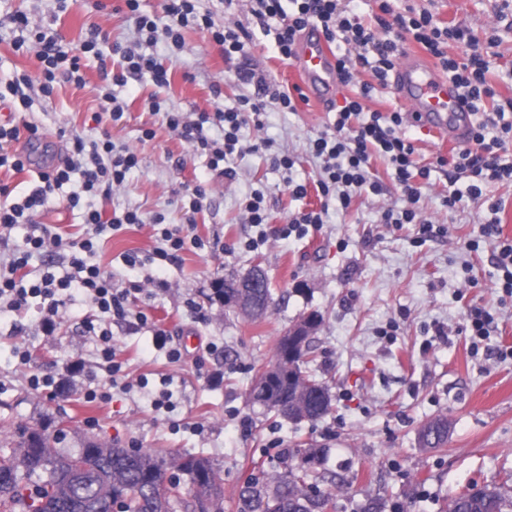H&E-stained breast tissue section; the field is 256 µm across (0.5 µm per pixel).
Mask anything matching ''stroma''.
<instances>
[{
    "mask_svg": "<svg viewBox=\"0 0 512 512\" xmlns=\"http://www.w3.org/2000/svg\"><path fill=\"white\" fill-rule=\"evenodd\" d=\"M121 0H0L1 11L34 13L44 27L57 30L77 46L89 28L106 30L110 42L130 45L138 35L121 9ZM216 25L230 22L247 33L249 66L271 89L288 91L301 80L290 60L281 56L274 33L257 23L250 0H199ZM394 12L429 10L441 22L462 24L472 44L453 43L454 58L485 47L495 38L488 81L505 98L512 97V6L505 0H391ZM181 51L165 41L147 48L173 67L170 86L155 87L129 79L117 88L127 108L111 124L117 144L132 149L139 164L113 198L96 197L104 211L135 209L143 225L104 231L90 263L110 274L115 288L128 291L132 314L110 322L112 342L126 362L130 390L111 387L104 373L85 370L68 377L69 362L98 359V346L85 324L99 312L89 298L73 294L61 308L55 335L40 329L42 304L15 313L0 309V448L20 440L23 429L55 431L66 426L64 445L80 447L94 440L105 447L138 448L170 457L209 458L224 478V512H236L238 490L246 482L272 475L282 459L301 466V449L325 447V469L335 472L334 512H445L449 499L471 487H512V298L494 288V243L467 247L489 217L485 204L468 203L449 211L440 196L448 177L435 165L450 157L453 146L432 129L405 119L400 135L416 148L420 164L432 166L431 184L422 190L424 219L438 228L423 236L418 225L392 229L381 224L384 209H402L400 189L384 157L373 156L370 171L384 185L382 195L361 194L347 212L329 210L318 229L305 236L281 237L279 229L297 211L318 209L314 182L320 159L308 151L310 139L333 123L336 111L351 96L337 87L329 106L299 103L287 112L269 104L263 129L246 126L245 140H267L270 150L235 156L233 177L210 171L206 156L166 125L168 111L197 120L201 113L237 107L238 98L254 88L237 78L238 60L225 59L220 46L199 31L186 28ZM112 54L90 61L86 84L58 83L50 100L35 97L24 114L38 125L42 138L28 149L36 166L52 165L63 155L72 134L99 135L102 126L97 89L101 65H113ZM157 97L160 113L147 101ZM152 129L154 138L143 137ZM293 156L294 181L309 184L304 199L286 191L271 153ZM209 186L204 208L195 216V232L205 249L187 248L177 263L161 267L127 266L124 256L152 252L158 240L155 216L182 224L183 186ZM263 193L268 221L247 223L242 203ZM81 209H70L64 193L44 206L40 224L66 238L84 231ZM266 273L273 302L259 319L224 303L218 291L225 279L253 267ZM161 280L158 288L147 278ZM494 315L489 336L475 340L466 328L472 306ZM321 321L310 331L308 374L325 382L332 407L314 421L295 423L252 404L255 376L276 360V344L289 328L310 314ZM165 329L183 358L171 362L157 349L155 328ZM218 347L209 353L208 344ZM27 346L30 360L19 364L16 346ZM223 374L214 384L210 374ZM67 377L54 396L29 388L31 375ZM108 393L105 402L89 403L85 388ZM169 390L173 410H155L152 394ZM443 416L450 424L448 442L424 448L419 431Z\"/></svg>",
    "mask_w": 512,
    "mask_h": 512,
    "instance_id": "35a3bbf8",
    "label": "stroma"
}]
</instances>
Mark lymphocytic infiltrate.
<instances>
[{"mask_svg": "<svg viewBox=\"0 0 512 512\" xmlns=\"http://www.w3.org/2000/svg\"><path fill=\"white\" fill-rule=\"evenodd\" d=\"M123 2L128 18L133 21L145 43L153 44L162 39L172 48L181 49L183 30L191 26L206 33L211 41L219 45L225 59L245 60L249 57L247 44L239 29L230 24L217 27L210 15L198 13L197 0H165L167 22L162 26L158 25L155 17L141 11L140 0ZM252 2V13L258 22L280 18L277 43L280 54L285 58L293 57L298 34L310 26L318 28L328 42L344 44L345 52L336 56L337 80L344 87L352 85L355 72L361 68L370 69L377 80L386 81L402 54L405 36H412L416 43L438 60L474 117L467 145L458 149L451 159L438 161L439 166H451L453 175L463 174L469 179L465 191H449L443 200L444 205L454 210L468 200H486L485 186L491 181L512 183V119L505 117L506 112H512V100L497 102V93L486 79L491 54L476 51L459 61L449 57L447 52L449 42L468 39L469 33L465 27L443 25L432 13H418L411 9L403 14H393V21H386V14H392L389 0H382V15L372 25L351 15L344 0H292L294 9L289 13L284 11L281 0ZM8 20L19 33L15 42L16 50H27L28 40H35L40 68L38 76L21 74L0 89V104L10 109L17 105L29 107V92L34 88L44 97H51L55 82L61 76L76 85H84L83 59L101 57L100 45L108 39L107 34L97 27L87 33L79 47L69 48L58 34L42 30L27 13L18 11L9 14ZM112 52L120 57L119 68L113 72L108 85L101 87L97 100L100 114L117 122L122 119L125 106L118 101L114 87L127 84L132 77L164 87L171 83L172 70L153 55L139 53L117 43L113 44ZM372 90V84H362L337 110L330 131L321 133L311 142L314 155L326 161L324 176L318 183L319 189L325 196L337 193L345 210L351 207L359 191L367 189L373 194H382V182L370 178L368 168L373 154L386 156L395 169V178L406 205L398 212L391 209L384 211V223L397 227L420 223L417 204L422 186L430 181L431 169L419 165L414 158L413 145L399 135L398 130L403 123L401 112H365L362 101L369 98ZM271 101L284 110L293 112L297 109L295 99L290 94L279 92L267 101L262 95L254 93L244 96L238 108L201 114L195 123L188 122L180 112L166 113L165 120L171 130L187 139L194 152L208 155L212 171L229 178L233 172L227 161L243 150V128L248 125L262 128V117ZM486 104L491 105L492 114L484 118L480 111ZM207 123L223 129V141L217 142L204 135L203 126ZM24 131L28 132L30 138L39 136L38 126L30 123L23 127L11 123L0 124V169L20 173L31 166L30 154L12 147ZM137 164L136 153L125 146L116 147L110 133H102L101 137L90 140L73 135L67 154L58 163L38 170L37 179L28 194L18 201L0 204V232H10L18 224L34 223L49 197L69 183L73 174L82 177L79 192L73 193L68 199L69 206L75 208L85 195L111 197L112 193L123 187L127 173ZM487 202L491 218L483 224L481 232L483 236L499 241L494 260L501 276L496 286L512 297V238L502 235L498 218L501 202ZM83 222V234L69 241L48 228H41L39 234L28 238L27 250L13 253L5 269L0 271V304L10 310H24L32 297L49 299L50 304L42 321V329L48 335L58 328L59 310L75 290L89 297L102 314L122 318L129 313L127 292L114 288L111 278L105 276L97 265L88 263L87 257L94 254L97 237L103 227L118 230L127 225L141 224L140 214L127 210L112 214L107 219L101 209L91 207L85 209ZM154 224L163 242L162 247L144 256L135 253L126 255L129 267L147 263L171 264L179 260L186 245L200 250L205 247L203 239L192 235L189 225L168 224L160 217L155 218ZM63 247L70 250L73 276L58 280L47 272L40 278L30 279L28 266L32 254L49 253Z\"/></svg>", "mask_w": 512, "mask_h": 512, "instance_id": "1", "label": "lymphocytic infiltrate"}]
</instances>
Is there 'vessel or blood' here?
Returning <instances> with one entry per match:
<instances>
[{
    "label": "vessel or blood",
    "instance_id": "b4317fda",
    "mask_svg": "<svg viewBox=\"0 0 512 512\" xmlns=\"http://www.w3.org/2000/svg\"><path fill=\"white\" fill-rule=\"evenodd\" d=\"M294 59L308 96L317 100L330 97L336 87V57L319 30L309 28L300 34ZM392 89L419 123L449 142L465 141L470 128L467 109L460 104L447 77L421 55H403L393 75Z\"/></svg>",
    "mask_w": 512,
    "mask_h": 512
}]
</instances>
